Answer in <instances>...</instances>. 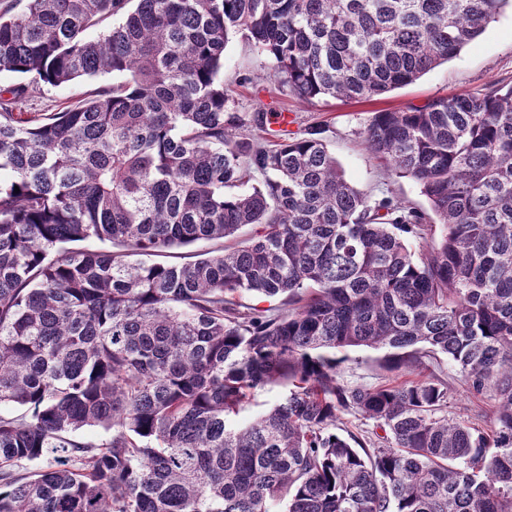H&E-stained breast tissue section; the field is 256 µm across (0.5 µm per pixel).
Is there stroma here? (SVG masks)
<instances>
[{"mask_svg": "<svg viewBox=\"0 0 512 512\" xmlns=\"http://www.w3.org/2000/svg\"><path fill=\"white\" fill-rule=\"evenodd\" d=\"M269 62L259 56L241 36L230 39L224 53V85L230 104L240 112L262 107L285 112L295 119V130L320 128L329 152L336 158L346 178L371 198L386 195L427 208L418 184L409 177L388 175L367 149L363 130L373 112L395 109L408 104L420 105L436 97L477 94L490 85H512V11L504 10L496 22L455 58L427 72L416 82L396 89L370 102L319 100L302 103L278 93L269 79ZM112 75L83 78L60 86H41L23 104L27 112H56L76 103L91 90L111 85ZM383 354L368 348L350 350L343 366L342 378L352 384L376 386L389 377L383 368ZM444 372L453 386L448 413L461 419H473L482 429L493 425L494 403H473L463 393L459 377L452 366Z\"/></svg>", "mask_w": 512, "mask_h": 512, "instance_id": "obj_1", "label": "stroma"}]
</instances>
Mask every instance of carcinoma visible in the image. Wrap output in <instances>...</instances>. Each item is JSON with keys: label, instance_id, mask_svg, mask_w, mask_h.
Here are the masks:
<instances>
[{"label": "carcinoma", "instance_id": "1", "mask_svg": "<svg viewBox=\"0 0 512 512\" xmlns=\"http://www.w3.org/2000/svg\"><path fill=\"white\" fill-rule=\"evenodd\" d=\"M509 6L1 5L0 71L120 80L42 114L20 109L28 85L0 89V405L25 408L0 415V512H512V87L372 113L368 148L426 210L361 193L317 128L259 141L224 89L239 34L282 93L371 101ZM251 224L182 265L127 260ZM90 238L121 250L74 247ZM353 347L429 375L348 384ZM444 360L494 400L490 430L448 417ZM352 413L377 431L336 432ZM92 426L112 435L74 438ZM280 393L281 390L278 388L259 393L250 405L246 406L238 415L230 418V424L240 426L247 423L258 411L272 404Z\"/></svg>", "mask_w": 512, "mask_h": 512}]
</instances>
